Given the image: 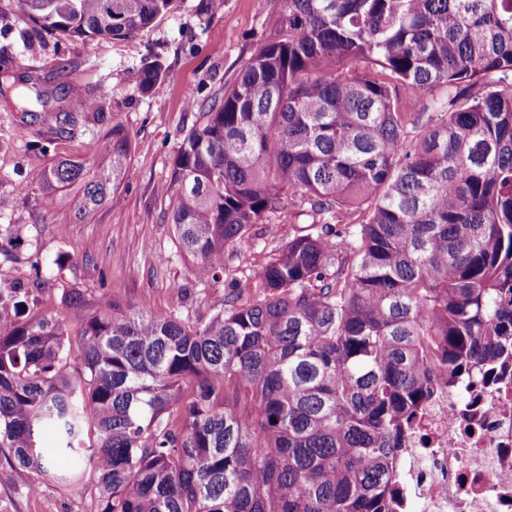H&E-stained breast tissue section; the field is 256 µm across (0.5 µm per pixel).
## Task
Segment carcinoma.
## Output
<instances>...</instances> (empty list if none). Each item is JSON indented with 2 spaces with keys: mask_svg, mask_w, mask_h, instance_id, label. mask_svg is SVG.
Wrapping results in <instances>:
<instances>
[{
  "mask_svg": "<svg viewBox=\"0 0 512 512\" xmlns=\"http://www.w3.org/2000/svg\"><path fill=\"white\" fill-rule=\"evenodd\" d=\"M21 2L91 45L176 0ZM131 152L114 125L96 166L53 162L45 210L72 188L83 222ZM163 194L214 281L287 200L314 221L192 324L70 290L73 331L0 287V469L89 473L96 512H405L399 458L434 387L512 361V0H280Z\"/></svg>",
  "mask_w": 512,
  "mask_h": 512,
  "instance_id": "1",
  "label": "carcinoma"
}]
</instances>
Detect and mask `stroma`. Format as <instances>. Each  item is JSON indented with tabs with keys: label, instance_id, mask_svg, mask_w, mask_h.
I'll list each match as a JSON object with an SVG mask.
<instances>
[{
	"label": "stroma",
	"instance_id": "1",
	"mask_svg": "<svg viewBox=\"0 0 512 512\" xmlns=\"http://www.w3.org/2000/svg\"><path fill=\"white\" fill-rule=\"evenodd\" d=\"M200 0L176 8L126 39L81 40L38 34L19 0H0L10 26L0 29V284L42 278L34 290L39 310L72 320L63 289L93 299L112 294L137 310L173 308L174 285L187 292L177 310L184 320L205 313L231 280H241L279 249L295 226L310 224L308 207L294 202L270 213L237 246L219 282L200 281L196 261L172 232L173 200L160 193L171 161L195 123L199 103L223 96L241 66L271 34L278 0H223L211 12ZM160 66L161 80L140 85L143 69ZM37 84L49 107L21 111L14 91ZM75 122L57 134V113ZM131 135L130 173L87 223L72 220L67 204L45 211L38 177L62 157L90 158V145L112 125ZM33 476L14 472L0 483V512H94L95 490L76 496L45 480L29 492Z\"/></svg>",
	"mask_w": 512,
	"mask_h": 512
}]
</instances>
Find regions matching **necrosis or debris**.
Instances as JSON below:
<instances>
[{
  "mask_svg": "<svg viewBox=\"0 0 512 512\" xmlns=\"http://www.w3.org/2000/svg\"><path fill=\"white\" fill-rule=\"evenodd\" d=\"M400 469L412 512H512V374L438 387Z\"/></svg>",
  "mask_w": 512,
  "mask_h": 512,
  "instance_id": "obj_1",
  "label": "necrosis or debris"
}]
</instances>
